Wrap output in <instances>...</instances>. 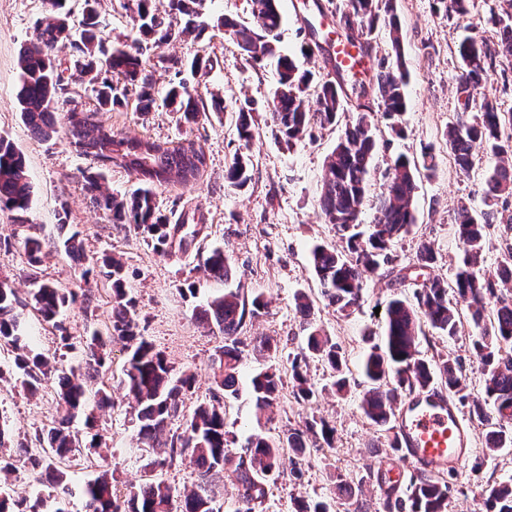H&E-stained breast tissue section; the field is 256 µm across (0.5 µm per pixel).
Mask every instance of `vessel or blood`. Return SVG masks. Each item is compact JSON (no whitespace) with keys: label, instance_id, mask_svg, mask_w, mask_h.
<instances>
[{"label":"vessel or blood","instance_id":"b4317fda","mask_svg":"<svg viewBox=\"0 0 512 512\" xmlns=\"http://www.w3.org/2000/svg\"><path fill=\"white\" fill-rule=\"evenodd\" d=\"M395 430L416 467L450 473L461 470L472 453L471 430L458 406L426 390L403 397Z\"/></svg>","mask_w":512,"mask_h":512}]
</instances>
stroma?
Segmentation results:
<instances>
[{"label": "stroma", "instance_id": "obj_1", "mask_svg": "<svg viewBox=\"0 0 512 512\" xmlns=\"http://www.w3.org/2000/svg\"><path fill=\"white\" fill-rule=\"evenodd\" d=\"M328 2L282 0L287 18L280 43L282 51L298 54L305 44L306 39L299 32L300 17L315 18L322 25L317 47L300 60L303 68L320 79L336 76L326 50L328 34L335 31L336 23L331 13L321 14L316 9L317 4ZM507 7L506 0H474V14L481 22L465 29L445 12L434 11L432 0H396L409 74L408 110L403 116V136L387 130L380 136L369 198L381 193L386 168L395 155L403 153L418 161L429 152L435 162L434 172H422L418 183L414 231L393 248L396 268L413 266L418 244L424 239L431 242L436 254L434 274L453 279L462 262L454 224L457 207L463 203L487 213L492 224L479 260L480 269L494 273L506 247L505 225L512 221V196L486 199L485 175L493 165L492 159L478 154L470 171H460L448 152L445 133L462 108L455 83L458 44L466 35L495 44L496 30L486 25L485 19ZM48 10L46 0H0V136L11 140L27 159L34 193L29 221L48 237L57 235L58 224H71L80 231L87 256L108 252L121 258L140 333L164 352L175 372L192 370L197 374L194 392L185 403L186 410H193L211 396L210 365L222 338L195 319L196 300L187 286L199 282L214 293L220 291L221 285L208 280L199 269L194 248L163 255L141 236L115 228L84 191L83 174L92 168V160L79 154L65 131L42 141L22 123L16 107L18 54L24 44L35 39L37 24ZM203 13L208 27L202 34H186L154 47L145 58L157 92L187 80L205 99V117L188 126L178 113L161 105L148 114L130 106L118 112L99 113L98 118L104 126L130 136L172 143L194 140L206 156L201 179L187 184L171 179L158 190L157 203L170 220L198 225L201 238L224 247L234 266L233 287L247 296L263 293L268 303L262 314L245 321L240 332L245 342L254 336L274 337L279 350L272 358L250 353L243 362L239 395L226 401V428L235 435L237 445H244L257 428L249 378L269 366L279 369L283 386L274 419L266 426L267 435L296 427L305 417L325 419L336 428L333 444L311 442L302 477L294 476L292 453L284 451L279 477L267 491L262 512H292L293 502L301 498L322 499L332 512H382L384 489L370 481V473L380 470L397 478L408 467L388 447L383 431L368 421L359 408L366 389L359 363L365 348L363 337L376 330L380 321L376 308L384 307L397 288L387 277L368 276L363 283L361 308L351 315H342L325 305L322 285L309 257L313 243L337 241L322 213L320 192L325 158L343 134L350 116L342 114L339 123L315 130L313 137L293 147L280 144L266 122L272 110L275 72L248 61L216 25L218 18L224 16L252 23L249 0H205ZM100 19L101 36L106 43H132L136 32L118 0H101ZM196 56L212 60V69L193 74L177 71L170 65L172 59L189 60ZM248 100L257 106L258 126L250 147L246 148L238 138L235 119L238 109ZM242 150L247 151L251 160L252 181L237 189L226 182L225 170ZM18 232L10 213L0 212V278H9L17 291L19 310L30 337L29 347L49 356L62 353L60 368L79 366V346L89 330L104 328L112 309V292L99 276H91L90 300L67 308L62 316L63 330L41 323L33 311L32 285L20 277L27 263L18 243ZM299 290L306 292L313 303L315 324L334 337L346 353L351 383L346 398L326 391L329 372L315 359L310 360L307 374L315 386L321 387V394L306 404L294 397L288 357L300 351L305 336L294 300ZM65 334L71 336L74 347L64 352L60 346ZM474 336V328L465 321L457 336H437L433 343L435 353L456 358L462 364V383L476 397L481 393V369L472 356ZM127 357L121 345H113L111 359L99 374L100 379L114 386L113 405L97 415L94 431L100 451L78 455L69 471L74 490L68 504L70 512H83L80 491L102 471H113L114 486L120 495L141 481L143 460L134 441L135 423L123 390L115 386ZM0 414L9 420V445L14 450L30 444L35 428L50 423L56 416L53 386H46L34 397L23 392L14 355L6 347H0ZM340 478L364 479L362 492L347 497L336 484ZM477 478L471 464L451 476L454 491L447 512H486Z\"/></svg>", "mask_w": 512, "mask_h": 512}]
</instances>
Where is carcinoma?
Segmentation results:
<instances>
[{
  "mask_svg": "<svg viewBox=\"0 0 512 512\" xmlns=\"http://www.w3.org/2000/svg\"><path fill=\"white\" fill-rule=\"evenodd\" d=\"M50 16L39 22L36 39L23 48L19 61L17 103L20 117L31 132L48 139L57 125L66 132L77 150L96 162L95 170L83 174L84 190L91 202L107 214L112 224L125 230L132 228L165 255L174 245H183L187 237L197 238L198 232H185V225L172 224L157 204V189L167 185L172 177L188 182L206 164L205 154L191 141L174 145L147 138L128 137L101 125L95 115L112 112L129 102L139 112H151L157 107L152 75L143 65V56L152 46L166 44L194 30L195 18L203 0H120V6L131 13L133 28L139 38L135 47L108 48L99 37L98 5L100 0H84L85 11L79 22L80 43L72 41L71 29L64 25L70 16L69 0H48ZM253 22L244 25L226 17L220 20L224 35L240 52L255 64L270 63L278 75L273 91L272 118L279 142L288 146L303 140L315 127L336 123L345 111L349 94L356 95L352 120L346 125L334 150L327 158L322 182L321 204L328 223L336 236L345 243L338 249L316 244L310 251L313 269L322 284L326 305L348 316L359 307L363 280L393 263L392 248L400 238L410 233L416 223L413 203L418 190L419 167L416 162L400 155L387 171L384 192L378 199L374 224L368 237L361 238L364 203L374 172L378 127L370 106L363 103L376 92L382 116L397 134L402 133L401 116L407 110L405 87L407 73L402 57H397L396 71H378L372 82L346 88L345 72L336 69V79L318 84L315 104L305 95L313 74L302 71L296 59L280 50L284 16L280 0H251ZM448 14L470 24L473 0H433ZM331 13L336 24L347 30L357 27L358 35L367 36L378 23L389 28L394 50H399L400 22L393 0H336ZM497 30L498 41L492 48L483 41L465 38L458 46L460 57L457 90L466 94L463 111L448 125V151L455 165L470 170L475 152L480 149L495 158L486 178V195L495 198L512 195V110L504 111L488 94L476 100L472 90L487 87L496 57L512 59V10L493 14L489 18ZM69 44L79 52V81L88 75L100 78L93 88L96 110L78 112L74 109L58 112L61 98L70 93V83L60 77L54 52ZM122 81L117 85L113 79ZM163 104L182 113L184 122L194 124L204 115L205 107L189 84L180 81L171 85ZM237 131L244 146L254 137L255 119L252 110L237 112ZM122 168L136 176L137 187L121 198L112 196L103 187L104 170ZM23 152L10 140L0 136V211L26 215L32 205V190L26 174ZM226 181L241 189L252 180L251 162L247 154L238 153L225 174ZM20 245L29 267H37L53 252L62 251L76 262H89L112 288V311L105 330H93L82 344V364L88 377L105 365L107 349L112 340L125 342L130 356L124 366L121 385L131 399L135 417L136 443L148 448H164L166 455L144 465L145 482L124 496L112 490V482L103 475L85 485L84 512H224L207 488L179 492L156 478V471L177 460L195 465L204 477L219 475L227 466L234 467L239 485L233 512H258L266 498L267 487L279 471L281 450L288 448L294 455L293 471L301 475L300 462L309 449L310 437H319L332 446L336 429L324 420H303V424L288 429L278 438L262 434L251 435L243 453L234 456L225 430L224 401L238 395L239 371L244 359V347L254 353L270 354L279 345L269 336H255L249 343L240 338L246 317H255L267 308L260 293L250 298L240 290L226 288L196 306L194 316L215 327L224 341L212 361V384L216 394L192 412L184 410L185 396L192 391L194 375L173 373L165 354L138 332L132 300L125 288L124 266L121 260L104 254L88 259L79 240L72 232L58 238H48L31 232L33 226L21 225ZM490 229L484 213L477 214L463 203L457 209L455 233L464 252L463 265L448 282L432 276L422 283H407V275L398 270L396 282L413 288V298L396 294L384 307L381 340L370 345L361 368L369 383L360 408L375 426L389 433L388 446L400 458L405 456L393 434L394 410L397 399L406 392L429 388L448 394V399L467 409L469 418L487 428L486 448L497 451L512 447V294L497 295L498 283L512 282V245L492 275L475 269ZM204 271L215 281L228 282L234 277L231 258L224 248L215 246L197 251ZM416 262L427 269L435 262L434 249L427 241L417 247ZM453 299H448V293ZM88 294L60 288L45 281L36 282L32 291L34 309L43 321L62 332L60 313ZM296 308L305 316L306 346L288 358L296 397L309 403L319 394L307 378L308 360L316 359L331 371L329 387L345 395L349 388L348 359L342 346L311 321L312 304L308 296L296 294ZM466 308L470 321L478 331L473 341V355L481 366L484 400L473 399L464 392L461 366L458 361L439 356L427 358L420 349V337L427 336L423 326L441 336L453 338L461 323L460 308ZM15 353L14 364L22 371L21 387L29 395L37 394L43 382L57 375V418L35 430L37 447L22 448L16 457L0 456V472L9 473L22 462L37 469L42 466L41 452H49L61 462L81 453L82 448L97 447L95 441L85 443L83 435L72 429V421L85 415L86 424L95 421L88 411L90 402L99 408L111 403L106 385L89 392L83 379L75 372L66 373L44 354H31L23 330L21 313L17 311L15 289L0 280V346ZM281 386V375L273 367L250 377L255 400L256 420H272L274 404ZM51 491L33 498L7 499L0 497V512H68V469L48 465ZM487 512H512V477L499 480L489 477L481 486ZM452 487L444 477L424 468H417L409 481L392 483L385 491L383 512H447ZM293 512H330L321 500L302 499Z\"/></svg>",
  "mask_w": 512,
  "mask_h": 512,
  "instance_id": "cac0c4a2",
  "label": "carcinoma"
}]
</instances>
